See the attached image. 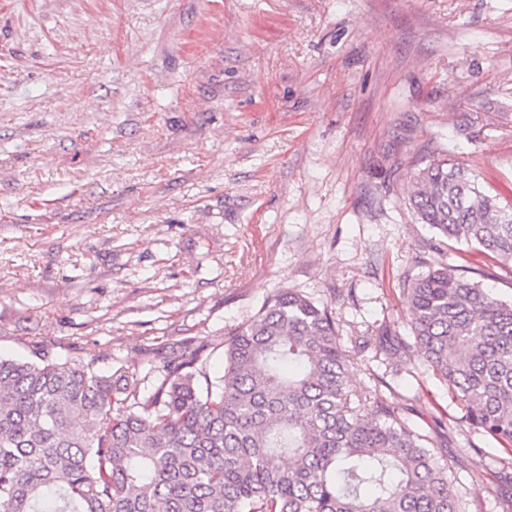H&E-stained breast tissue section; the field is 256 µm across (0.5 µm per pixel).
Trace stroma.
I'll list each match as a JSON object with an SVG mask.
<instances>
[{
    "label": "stroma",
    "mask_w": 512,
    "mask_h": 512,
    "mask_svg": "<svg viewBox=\"0 0 512 512\" xmlns=\"http://www.w3.org/2000/svg\"><path fill=\"white\" fill-rule=\"evenodd\" d=\"M512 183V0H0V355L136 373L224 339L278 290L346 345L410 335L435 257L410 172ZM448 427L466 512H512V450L423 367L389 379Z\"/></svg>",
    "instance_id": "stroma-1"
}]
</instances>
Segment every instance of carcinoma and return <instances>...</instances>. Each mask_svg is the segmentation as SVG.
<instances>
[{"label": "carcinoma", "mask_w": 512, "mask_h": 512, "mask_svg": "<svg viewBox=\"0 0 512 512\" xmlns=\"http://www.w3.org/2000/svg\"><path fill=\"white\" fill-rule=\"evenodd\" d=\"M408 206L438 258L403 283L413 342L387 325L359 337L385 366L359 393L336 318L293 288L224 338V375L203 385L198 347L143 398L134 373L0 356V512H462L438 440L382 389L415 358L512 447V301L444 252L512 269V202L443 158L414 172Z\"/></svg>", "instance_id": "cac0c4a2"}]
</instances>
